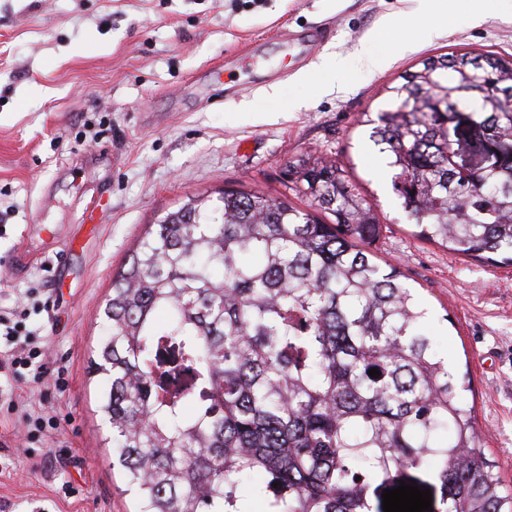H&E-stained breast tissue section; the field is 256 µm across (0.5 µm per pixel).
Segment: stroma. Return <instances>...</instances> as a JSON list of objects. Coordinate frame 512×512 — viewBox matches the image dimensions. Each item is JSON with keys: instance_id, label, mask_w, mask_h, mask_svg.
Instances as JSON below:
<instances>
[{"instance_id": "1", "label": "stroma", "mask_w": 512, "mask_h": 512, "mask_svg": "<svg viewBox=\"0 0 512 512\" xmlns=\"http://www.w3.org/2000/svg\"><path fill=\"white\" fill-rule=\"evenodd\" d=\"M416 0H0V307L29 286L49 368L0 392L45 399L59 441L33 456L4 450L18 423L0 415V512H135L88 373L103 336L112 273L148 224L186 197L223 188L282 190L287 164L329 157L355 176L386 230L375 250L430 310L457 374L468 375L477 446L512 489V264L466 258L415 236L366 113L431 54L512 55V0L475 22L459 12L423 34ZM329 30L308 55L298 35ZM333 56L339 78L323 70ZM384 59L383 67L369 60ZM103 201L92 224L84 208ZM74 255L59 276L56 252ZM45 260L19 270L17 251Z\"/></svg>"}]
</instances>
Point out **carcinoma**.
Instances as JSON below:
<instances>
[{
	"label": "carcinoma",
	"instance_id": "carcinoma-1",
	"mask_svg": "<svg viewBox=\"0 0 512 512\" xmlns=\"http://www.w3.org/2000/svg\"><path fill=\"white\" fill-rule=\"evenodd\" d=\"M485 66L512 93V57L432 55L365 123L418 237L512 263V113L470 92ZM456 105L492 146L475 182L451 164L470 148ZM290 174L279 197L187 198L112 272L91 369L136 512H383L370 491L423 485L409 469L439 481L443 512H512L428 308L375 261L385 225L350 171Z\"/></svg>",
	"mask_w": 512,
	"mask_h": 512
}]
</instances>
